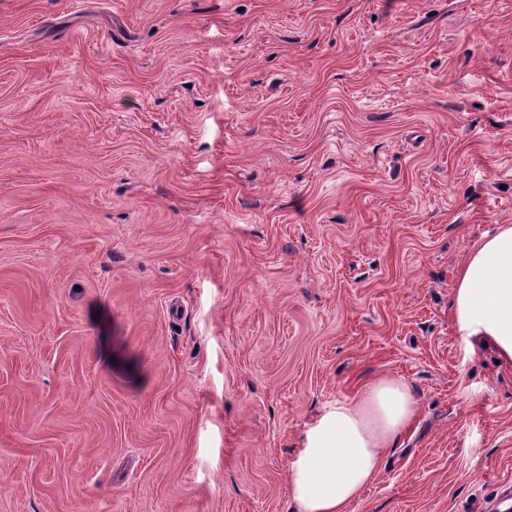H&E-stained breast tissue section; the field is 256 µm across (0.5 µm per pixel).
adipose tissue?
I'll list each match as a JSON object with an SVG mask.
<instances>
[{
  "instance_id": "adipose-tissue-1",
  "label": "adipose tissue",
  "mask_w": 512,
  "mask_h": 512,
  "mask_svg": "<svg viewBox=\"0 0 512 512\" xmlns=\"http://www.w3.org/2000/svg\"><path fill=\"white\" fill-rule=\"evenodd\" d=\"M452 315L460 335L491 345L512 364L511 224L499 225L466 256ZM415 412L408 384L390 377L373 381L356 398L324 406L300 435L289 467L291 512H347Z\"/></svg>"
}]
</instances>
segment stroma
I'll use <instances>...</instances> for the list:
<instances>
[{
  "mask_svg": "<svg viewBox=\"0 0 512 512\" xmlns=\"http://www.w3.org/2000/svg\"><path fill=\"white\" fill-rule=\"evenodd\" d=\"M501 224L512 0H0V512H287L379 376L417 412L348 512H482ZM452 315L460 336L491 345L512 364V225L501 224L468 253L456 278Z\"/></svg>",
  "mask_w": 512,
  "mask_h": 512,
  "instance_id": "1",
  "label": "stroma"
}]
</instances>
